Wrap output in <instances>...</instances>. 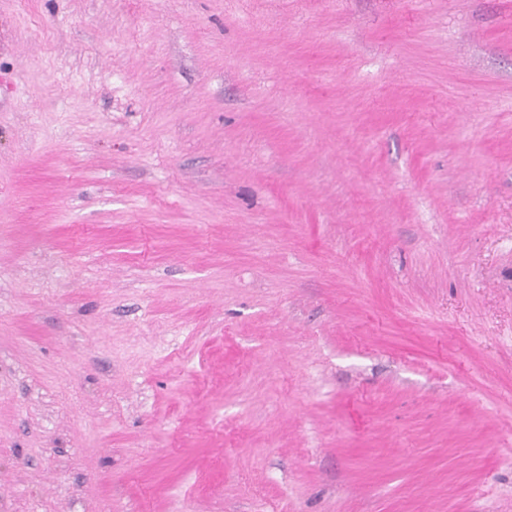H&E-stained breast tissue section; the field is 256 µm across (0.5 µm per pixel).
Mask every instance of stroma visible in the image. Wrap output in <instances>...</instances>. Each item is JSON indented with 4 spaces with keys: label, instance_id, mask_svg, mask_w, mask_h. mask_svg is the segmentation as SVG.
<instances>
[{
    "label": "stroma",
    "instance_id": "1",
    "mask_svg": "<svg viewBox=\"0 0 512 512\" xmlns=\"http://www.w3.org/2000/svg\"><path fill=\"white\" fill-rule=\"evenodd\" d=\"M0 512H512V0H0Z\"/></svg>",
    "mask_w": 512,
    "mask_h": 512
}]
</instances>
